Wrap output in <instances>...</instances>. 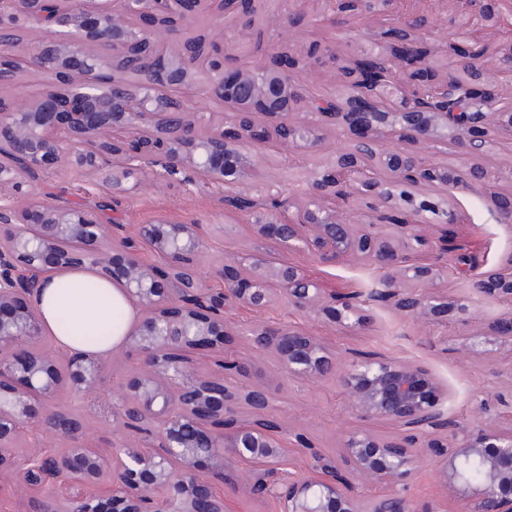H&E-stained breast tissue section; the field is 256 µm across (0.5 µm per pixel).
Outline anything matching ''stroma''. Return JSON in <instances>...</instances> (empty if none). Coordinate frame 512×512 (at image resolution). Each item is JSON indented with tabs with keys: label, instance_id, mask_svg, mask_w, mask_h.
Segmentation results:
<instances>
[{
	"label": "stroma",
	"instance_id": "35a3bbf8",
	"mask_svg": "<svg viewBox=\"0 0 512 512\" xmlns=\"http://www.w3.org/2000/svg\"><path fill=\"white\" fill-rule=\"evenodd\" d=\"M378 25V16L367 13L344 25L329 23L310 32L293 24L288 34L303 47L313 40L337 36L352 44H366ZM348 140V134L328 126L318 152L310 158L297 157L269 141L259 148L257 162L279 180L284 195L289 196L304 187L315 165L334 158ZM37 191L71 206H99L104 221L124 225L130 231L141 224L167 221L202 225L209 250L200 259L198 270L212 288L219 285L211 277L212 265L238 256L294 264L327 296L368 292L377 287L381 277L375 265L355 256L327 263L308 253L279 251L274 243L253 231L248 217L223 213L219 192L212 188L187 191L176 184L147 185L131 197L111 196L97 185L94 175L75 177L61 171L49 174ZM417 193L435 202L446 200L448 210L456 215L454 222L421 227L426 244L416 257L422 264L444 265L437 291L452 304L449 314L422 321L405 316L390 304L366 301L359 311V323L344 328L297 309L284 298L259 313L240 308L226 314L230 336L224 356L246 363L248 375L243 385L267 389L270 413L280 426L278 436L289 450V469L293 473L307 469V450L311 447L335 458L340 472L348 473L351 467L342 449L349 433L366 431L382 439L399 440L405 432L393 422L354 413L335 378L288 377L274 357L254 351L251 336L261 326H285L317 336L345 364L371 353L423 367L449 392L442 408L451 426L444 429V436H452L456 425L477 423L512 429V342L488 329L489 321L512 313V300L489 297L471 305L466 282L456 273L459 264L480 270L500 264L504 256L512 254V226L498 222L483 191L448 196L435 186L423 184ZM131 365L123 352H115L104 367L101 390L67 401L86 427L84 446L104 459L131 437L130 432L117 426L112 412V390L123 381ZM213 487L224 498V512H280L282 507L278 496L250 493L238 466L227 470L223 479L214 480Z\"/></svg>",
	"mask_w": 512,
	"mask_h": 512
}]
</instances>
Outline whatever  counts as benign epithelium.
I'll use <instances>...</instances> for the list:
<instances>
[{
    "label": "benign epithelium",
    "instance_id": "7a95c632",
    "mask_svg": "<svg viewBox=\"0 0 512 512\" xmlns=\"http://www.w3.org/2000/svg\"><path fill=\"white\" fill-rule=\"evenodd\" d=\"M220 0H65L46 19L44 0H0V82L11 80L25 63L46 78L26 102L0 98V480L21 476L39 487L62 482L91 483L119 472L112 495L66 500L61 512H155L150 501L173 512H224V500L199 473L224 477L230 464L245 469L250 489L269 491L271 478L288 466V449L271 435L278 423L267 417L270 398L259 385L242 392L194 375L190 354L224 352V308L255 311L270 306L277 292L296 308L321 312L344 328L357 308L339 297L324 304L321 289L297 266L267 267L260 259L217 264L213 276L224 289L206 287L189 263L206 249L199 224H141L129 233L104 224L97 211L59 204L35 193L33 185L51 170L91 173L114 195L129 196L148 182L221 190L223 208L251 217L256 234L286 250L324 260L354 255L383 269L379 300L403 314L429 320L448 309L432 291L416 293L409 280L432 284L441 269L407 264L420 244V224L448 223V209L416 197L422 183L448 193L485 187L495 173L479 164L458 167L431 162L416 145L451 139L470 156L512 139V45L484 42L486 52L474 73L463 69L475 30L492 31L500 17L490 0H469L471 11L450 22V35L436 36L414 12L420 28L392 29L357 45L351 69L336 65V45H316L302 54L291 39L271 44L265 63L232 65L244 33L254 28L246 16L228 24L214 17L222 43L201 39L205 51L191 54L185 41L164 43L162 14L191 25L213 13ZM49 24L53 34L25 55L5 35L23 25ZM458 49L453 66L448 43ZM496 60L493 67L486 63ZM333 66L322 95L310 99L296 75L300 68ZM190 86L197 106L181 112L158 88ZM458 99L467 112L448 113ZM212 100L224 111L211 112ZM332 124L357 135L348 148L314 171L308 188L285 198L278 184L260 172L253 148L270 139L306 155ZM397 137L393 150L374 153L388 172L377 179L361 157L382 132ZM349 191L362 203L358 223L345 219L329 201ZM259 181L252 195L248 186ZM403 208L407 221L390 234L377 230L383 211ZM148 250L166 260L162 271L141 257ZM89 269L120 286L139 316L123 348L135 359L114 394L118 425L147 424L154 448L124 442L105 462L74 444L65 459L52 453L23 460L4 448L36 427L49 438L78 439L84 424L61 402L65 394L85 395L103 382V362L94 354L41 352V316L33 296L50 271ZM472 299L512 298V256L500 265L466 276ZM253 347L271 353L291 377H338L353 410L390 420L411 435L428 436L445 425L441 410L448 390L413 363L367 358L341 366L316 336L288 328L259 327ZM245 404L252 418L240 415ZM432 466L447 491L432 512H512V430L478 424L456 433L446 447L432 443ZM344 454L352 477L338 475L336 462L313 454L315 464L288 484L281 512H418L413 500L393 490L367 498L365 485L397 486L422 466L403 441H382L352 432ZM476 463L483 479L473 481Z\"/></svg>",
    "mask_w": 512,
    "mask_h": 512
}]
</instances>
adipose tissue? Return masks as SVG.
Here are the masks:
<instances>
[{"label": "adipose tissue", "mask_w": 512, "mask_h": 512, "mask_svg": "<svg viewBox=\"0 0 512 512\" xmlns=\"http://www.w3.org/2000/svg\"><path fill=\"white\" fill-rule=\"evenodd\" d=\"M35 301L45 332L65 353H112L138 317L121 288L86 272L45 275Z\"/></svg>", "instance_id": "adipose-tissue-1"}]
</instances>
